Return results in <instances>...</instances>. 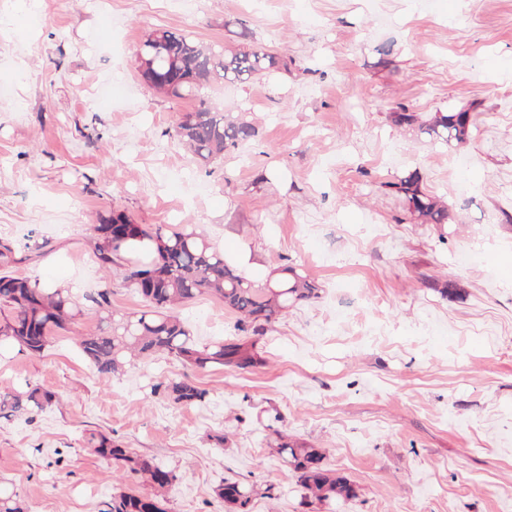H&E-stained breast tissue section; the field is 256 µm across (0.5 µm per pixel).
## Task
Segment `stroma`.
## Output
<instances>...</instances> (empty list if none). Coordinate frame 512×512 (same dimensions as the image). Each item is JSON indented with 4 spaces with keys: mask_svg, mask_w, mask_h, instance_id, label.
I'll list each match as a JSON object with an SVG mask.
<instances>
[{
    "mask_svg": "<svg viewBox=\"0 0 512 512\" xmlns=\"http://www.w3.org/2000/svg\"><path fill=\"white\" fill-rule=\"evenodd\" d=\"M162 28L226 49L245 28L281 66L173 99L137 58ZM381 46L390 68L376 64ZM202 102L247 113L257 136L198 162L174 130ZM400 106L469 111L465 154L396 126ZM413 170L447 198V225L397 198L393 181ZM115 210L195 228L266 270L304 269L321 295L259 337L262 365L192 372L158 355L103 377L73 343L98 326L92 296L144 306L94 255V226ZM508 213L512 0H0V242L17 273L85 300L43 354L0 353V390L61 398L0 418V483L26 512H105L123 492L163 512H233L219 489L234 479L257 490L250 512H512ZM182 314L201 340L237 333L214 297ZM184 376L206 403L151 395ZM272 420L324 449L357 498L305 502ZM104 438L175 482L156 491L97 453Z\"/></svg>",
    "mask_w": 512,
    "mask_h": 512,
    "instance_id": "stroma-1",
    "label": "stroma"
}]
</instances>
